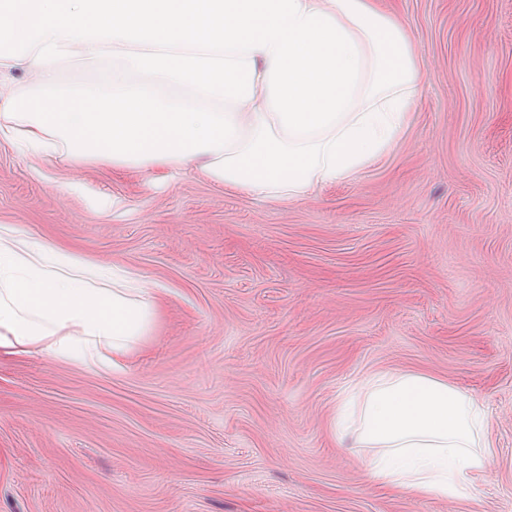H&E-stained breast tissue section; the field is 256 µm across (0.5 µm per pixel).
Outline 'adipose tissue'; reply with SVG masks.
<instances>
[{
    "label": "adipose tissue",
    "mask_w": 512,
    "mask_h": 512,
    "mask_svg": "<svg viewBox=\"0 0 512 512\" xmlns=\"http://www.w3.org/2000/svg\"><path fill=\"white\" fill-rule=\"evenodd\" d=\"M111 69H101L105 58ZM0 136L116 166L201 161L269 199L352 176L404 128L423 73L375 0H0ZM93 72L70 89L59 76ZM162 288L0 225V350L111 368L153 329ZM487 412L437 375L370 373L331 430L364 448L371 479L468 498L491 445Z\"/></svg>",
    "instance_id": "adipose-tissue-1"
}]
</instances>
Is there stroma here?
<instances>
[{"instance_id":"35a3bbf8","label":"stroma","mask_w":512,"mask_h":512,"mask_svg":"<svg viewBox=\"0 0 512 512\" xmlns=\"http://www.w3.org/2000/svg\"><path fill=\"white\" fill-rule=\"evenodd\" d=\"M424 72L404 129L296 201L0 138V225L160 284L102 371L0 352V512H512V0H382ZM424 370L475 396L471 497L387 491L329 423Z\"/></svg>"}]
</instances>
